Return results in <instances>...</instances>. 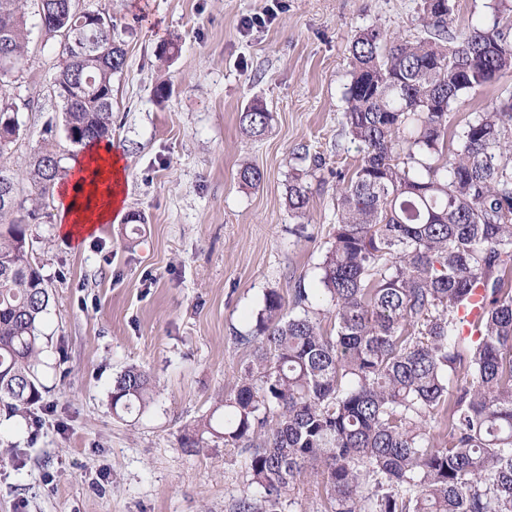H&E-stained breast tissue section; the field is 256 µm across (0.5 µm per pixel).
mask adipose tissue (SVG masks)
<instances>
[{
	"label": "adipose tissue",
	"mask_w": 512,
	"mask_h": 512,
	"mask_svg": "<svg viewBox=\"0 0 512 512\" xmlns=\"http://www.w3.org/2000/svg\"><path fill=\"white\" fill-rule=\"evenodd\" d=\"M122 158L112 145L97 142L70 161L67 179L56 190L64 239L73 242L96 232L120 208L124 198Z\"/></svg>",
	"instance_id": "ef3b65f1"
}]
</instances>
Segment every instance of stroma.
Here are the masks:
<instances>
[{"mask_svg": "<svg viewBox=\"0 0 512 512\" xmlns=\"http://www.w3.org/2000/svg\"><path fill=\"white\" fill-rule=\"evenodd\" d=\"M420 3L76 0L126 29L112 117L125 199L79 245L61 237L55 205L30 226L31 257L53 291L40 325L45 392L29 418L0 410V512H230L242 494L258 495L223 440L207 437L189 455L179 438L233 391L251 359L237 338L253 330L267 290L289 300L302 287L320 304L336 172L361 158L339 135L350 43L372 25L415 39ZM59 52V38L33 29L23 77L7 88L22 133L5 164L24 190L45 140L74 151L51 86ZM256 98L272 114L259 140L238 124ZM304 151L322 164L308 173L299 220L286 197ZM246 164L262 172L258 186L240 181ZM131 366L151 374L156 399L121 419L110 391ZM290 494V512H330L311 470Z\"/></svg>", "mask_w": 512, "mask_h": 512, "instance_id": "stroma-1", "label": "stroma"}]
</instances>
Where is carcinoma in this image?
I'll use <instances>...</instances> for the list:
<instances>
[{"instance_id":"obj_1","label":"carcinoma","mask_w":512,"mask_h":512,"mask_svg":"<svg viewBox=\"0 0 512 512\" xmlns=\"http://www.w3.org/2000/svg\"><path fill=\"white\" fill-rule=\"evenodd\" d=\"M68 0H39V26L61 37L54 93L66 141L112 136L113 78L126 50L110 13L99 29ZM27 0H0V86L22 77ZM452 0H421L423 36L356 33L342 135L363 152L336 174V222L319 264L325 309L295 289L292 309L265 292L253 347L233 394L184 430V452L208 434L246 454L250 484L231 512H285L290 482L316 467L331 512H512V89L492 109L453 123L461 96L512 74V20L458 31ZM19 106L0 95V159L20 137ZM271 113L254 102L241 131L264 136ZM46 145L28 172L30 194L0 165V405L24 414L42 401L40 325L51 299L29 260L28 225L65 179ZM311 186L294 169L288 209L302 218ZM482 290L464 332L458 311ZM333 320L334 333L324 329ZM149 374L121 372L112 413L144 412ZM448 445L428 430L439 414Z\"/></svg>"}]
</instances>
